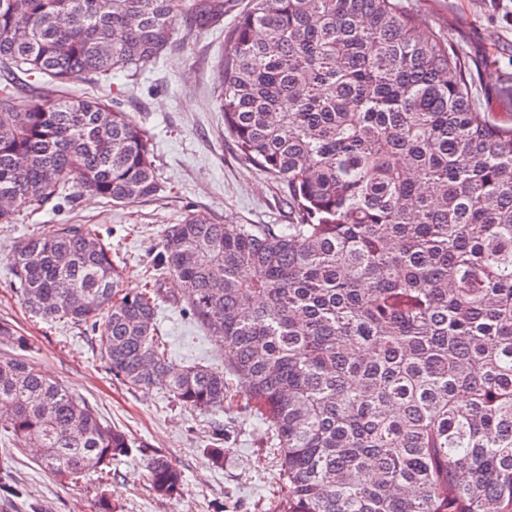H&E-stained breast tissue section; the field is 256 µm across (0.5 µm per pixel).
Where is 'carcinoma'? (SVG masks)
Segmentation results:
<instances>
[{"mask_svg":"<svg viewBox=\"0 0 512 512\" xmlns=\"http://www.w3.org/2000/svg\"><path fill=\"white\" fill-rule=\"evenodd\" d=\"M225 0H0V224L73 191L157 200L149 132L70 85L137 76ZM218 105L237 156L285 185L288 224L189 211L144 287L95 224H54L8 258L21 303L89 329L108 371L207 412L243 394L276 441L273 512H512V119L475 107L471 64L401 0H249L226 34ZM42 78L31 93L21 77ZM224 348L184 366L157 282ZM25 344L0 321V345ZM209 455L224 462V428ZM0 443L63 483L129 453L61 383L0 352ZM154 493L181 470L147 462ZM54 512L0 467V508Z\"/></svg>","mask_w":512,"mask_h":512,"instance_id":"obj_1","label":"carcinoma"}]
</instances>
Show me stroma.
<instances>
[{
	"mask_svg": "<svg viewBox=\"0 0 512 512\" xmlns=\"http://www.w3.org/2000/svg\"><path fill=\"white\" fill-rule=\"evenodd\" d=\"M429 36L448 33L472 63L473 89L482 110L512 116V0H403ZM247 0H231L224 25L178 39L135 85L112 80L123 110L131 112L154 140L155 167L164 192L159 200L115 207L83 193L73 203L47 206L36 216L20 214L0 224V319L19 327L24 355L51 378L86 400L107 425L125 431L134 446L113 464L109 477L87 475L63 485L35 465L30 454L14 453L8 470L30 491L50 500L54 512H97L110 494L118 512H269L280 492L274 448L266 425L246 400L231 409L203 413L177 407L155 389H130L114 379L97 355L92 333L65 322L32 316L13 290L9 254L29 235L53 224H97L123 258V284L141 287L161 250V232L185 212L205 211L227 224H285L283 188L243 163L224 135L217 103V67L232 27ZM167 294L158 323L173 358L180 363L223 368L224 349L203 325L171 302L174 279L161 281ZM225 430L224 463L215 465L207 448L214 426ZM166 454L185 477L180 497H157L147 479L149 450Z\"/></svg>",
	"mask_w": 512,
	"mask_h": 512,
	"instance_id": "1",
	"label": "stroma"
}]
</instances>
